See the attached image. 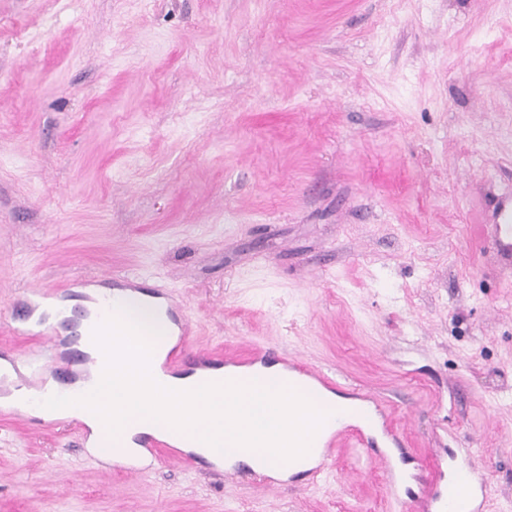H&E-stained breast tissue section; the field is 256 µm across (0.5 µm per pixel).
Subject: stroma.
Masks as SVG:
<instances>
[{
    "label": "stroma",
    "instance_id": "obj_1",
    "mask_svg": "<svg viewBox=\"0 0 512 512\" xmlns=\"http://www.w3.org/2000/svg\"><path fill=\"white\" fill-rule=\"evenodd\" d=\"M512 190V0H0V349L82 277L184 304L194 353L293 356L469 448L512 512V278L475 227ZM0 406V512H407L374 453L334 478L98 463Z\"/></svg>",
    "mask_w": 512,
    "mask_h": 512
}]
</instances>
